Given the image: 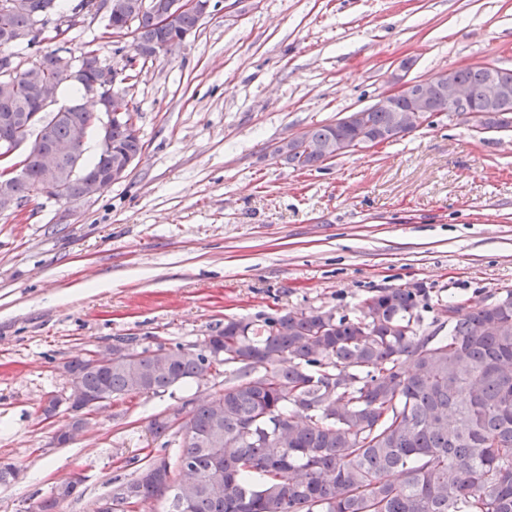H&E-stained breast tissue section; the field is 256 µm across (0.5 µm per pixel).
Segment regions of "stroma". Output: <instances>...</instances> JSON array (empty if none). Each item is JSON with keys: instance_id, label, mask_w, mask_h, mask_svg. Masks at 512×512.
I'll use <instances>...</instances> for the list:
<instances>
[{"instance_id": "stroma-1", "label": "stroma", "mask_w": 512, "mask_h": 512, "mask_svg": "<svg viewBox=\"0 0 512 512\" xmlns=\"http://www.w3.org/2000/svg\"><path fill=\"white\" fill-rule=\"evenodd\" d=\"M61 0L40 48L97 50L123 71L143 150L121 183L74 205L39 195L0 213V512H34L80 478L61 512H93L160 443L153 415H188L235 375L104 404L65 446L41 413L69 388L63 362L131 339L203 347L225 319L314 308L353 314L381 288L421 284V328L449 301L512 289V131L455 113L376 148L299 170L289 138L370 107L399 60L411 79L480 61L512 69V0H236L212 8L169 56L145 59L105 14L69 26ZM72 484L78 486V491L76 488H73V485L69 484L66 481H63L56 485L54 487V493L53 491L43 498H41L35 507L36 512H60L61 511V505L66 501L59 497L60 494L62 497L69 498L75 494L80 495L79 487L81 480L80 479H73L70 481ZM77 492V493H76Z\"/></svg>"}]
</instances>
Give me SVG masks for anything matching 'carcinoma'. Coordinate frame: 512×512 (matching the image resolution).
<instances>
[{
	"instance_id": "carcinoma-1",
	"label": "carcinoma",
	"mask_w": 512,
	"mask_h": 512,
	"mask_svg": "<svg viewBox=\"0 0 512 512\" xmlns=\"http://www.w3.org/2000/svg\"><path fill=\"white\" fill-rule=\"evenodd\" d=\"M0 0V52L32 46L42 33L38 15L58 11L57 0H27L11 8ZM127 10L107 19L112 30L127 27L144 58L156 56L170 32L157 27L144 0H125ZM46 50L19 71L8 89L0 88V141L21 142L25 132L11 116L35 107L37 88L61 87L69 80ZM85 76L101 65L94 49L80 53ZM494 122L507 103L489 102L491 81L509 85L512 69L495 76L480 66L453 71ZM73 112L85 132L97 129L96 113L81 104ZM356 126L321 125L305 132L314 149L279 148L297 169L315 167L359 146L360 136L391 129L396 113L360 110ZM112 153L80 159L88 175L105 172L116 159L141 153L135 125L114 123ZM45 145L72 141L68 119L44 126ZM66 193L82 198L86 177H66ZM43 173L31 170L13 191L18 204L40 194ZM423 288H383L363 298L356 313L340 315L284 311L246 320L226 318L205 343L224 350L206 362L201 355L171 351L162 365L149 357L120 361L103 374L81 355L67 370L85 389L102 384L112 397L156 395L227 363L239 365L224 390L202 400L189 413L198 431L182 438L171 472L188 512H512V290L481 304L454 301L448 335L438 327L419 328L427 308ZM332 376L350 385L330 394ZM277 421L282 430L266 433ZM156 439L178 436L161 414L150 423ZM168 486L140 477L112 489V512L122 504H152ZM64 499L41 498L35 512H61Z\"/></svg>"
}]
</instances>
